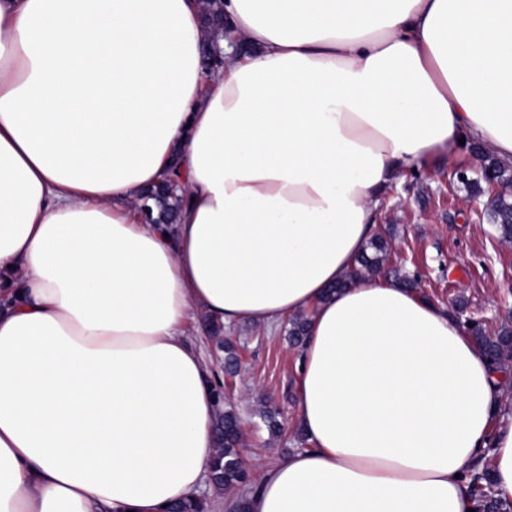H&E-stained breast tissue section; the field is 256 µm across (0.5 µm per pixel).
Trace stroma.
I'll use <instances>...</instances> for the list:
<instances>
[{"instance_id":"1","label":"stroma","mask_w":512,"mask_h":512,"mask_svg":"<svg viewBox=\"0 0 512 512\" xmlns=\"http://www.w3.org/2000/svg\"><path fill=\"white\" fill-rule=\"evenodd\" d=\"M473 170V154L465 146L454 161L433 159L428 169L393 187L376 224L390 246L388 268L419 274L423 298L461 322L488 319L492 333L512 314V243L495 236L481 218L483 201L471 200L460 182V173ZM228 337L241 368L225 382V402L244 426L242 453L253 475L259 463L308 445L297 423L300 350L282 328L270 333L242 323ZM270 406L281 412L283 428L276 435L262 422Z\"/></svg>"}]
</instances>
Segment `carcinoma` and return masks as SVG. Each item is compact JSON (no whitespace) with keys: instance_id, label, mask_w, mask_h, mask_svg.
<instances>
[{"instance_id":"obj_1","label":"carcinoma","mask_w":512,"mask_h":512,"mask_svg":"<svg viewBox=\"0 0 512 512\" xmlns=\"http://www.w3.org/2000/svg\"><path fill=\"white\" fill-rule=\"evenodd\" d=\"M480 165L478 177L465 181L469 194L479 195L484 191L483 185H495L500 189L495 196L486 202L487 219L493 224L499 237L507 242L512 241V166L500 161L493 155L478 151ZM168 183L161 182L149 188L141 199L140 209L147 222L151 224H173L176 222L180 207V198L167 191ZM370 252L362 253L349 274L347 281L330 289L334 293L346 287L356 279L380 273L386 263L388 243L382 236H375L369 243ZM213 337L220 339L224 348V370H235L239 367V358L233 347L221 338L222 327L207 322ZM309 326V319L296 315L289 319L288 339L294 344L303 342ZM468 332L482 349L491 366L500 372L512 367V320L501 323L493 335L485 333L482 326L471 323ZM216 455L210 470L212 485L215 491H224L247 483V472L240 453L242 435L240 421L231 408L217 414L215 424Z\"/></svg>"}]
</instances>
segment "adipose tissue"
Instances as JSON below:
<instances>
[{
  "instance_id": "adipose-tissue-1",
  "label": "adipose tissue",
  "mask_w": 512,
  "mask_h": 512,
  "mask_svg": "<svg viewBox=\"0 0 512 512\" xmlns=\"http://www.w3.org/2000/svg\"><path fill=\"white\" fill-rule=\"evenodd\" d=\"M0 0V512H164L209 484L196 313L306 312L308 447L247 512H512V379L451 314L349 283L386 190L512 163V0ZM222 66L201 63L205 42ZM186 176L176 224L142 193Z\"/></svg>"
}]
</instances>
